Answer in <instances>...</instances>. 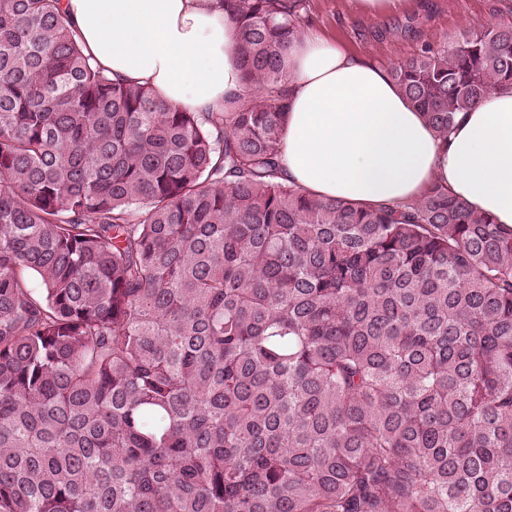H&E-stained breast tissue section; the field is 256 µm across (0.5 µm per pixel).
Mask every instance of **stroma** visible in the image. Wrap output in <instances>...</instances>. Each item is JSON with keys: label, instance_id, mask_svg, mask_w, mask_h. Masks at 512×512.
Listing matches in <instances>:
<instances>
[{"label": "stroma", "instance_id": "obj_1", "mask_svg": "<svg viewBox=\"0 0 512 512\" xmlns=\"http://www.w3.org/2000/svg\"><path fill=\"white\" fill-rule=\"evenodd\" d=\"M505 18H512V0H407L399 12L377 17L353 14L348 0H310L303 25L349 53L391 66L423 44Z\"/></svg>", "mask_w": 512, "mask_h": 512}]
</instances>
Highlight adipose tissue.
<instances>
[{
  "instance_id": "1",
  "label": "adipose tissue",
  "mask_w": 512,
  "mask_h": 512,
  "mask_svg": "<svg viewBox=\"0 0 512 512\" xmlns=\"http://www.w3.org/2000/svg\"><path fill=\"white\" fill-rule=\"evenodd\" d=\"M84 52L167 104L216 112L242 88L235 28L215 0H61ZM280 177L361 205L408 204L434 183L512 228V86L440 137L388 68L316 33L293 40Z\"/></svg>"
}]
</instances>
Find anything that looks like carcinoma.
<instances>
[{
    "mask_svg": "<svg viewBox=\"0 0 512 512\" xmlns=\"http://www.w3.org/2000/svg\"><path fill=\"white\" fill-rule=\"evenodd\" d=\"M222 6L243 89L190 112L0 0V512H512V228L278 181L308 0ZM391 72L446 137L512 22Z\"/></svg>",
    "mask_w": 512,
    "mask_h": 512,
    "instance_id": "1",
    "label": "carcinoma"
}]
</instances>
